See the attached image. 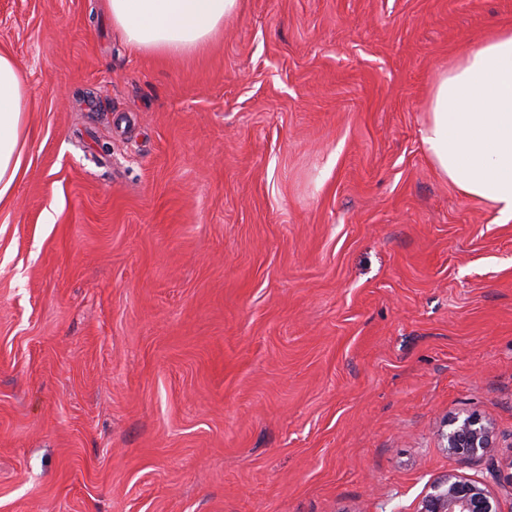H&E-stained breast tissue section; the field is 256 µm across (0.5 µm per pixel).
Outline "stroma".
Segmentation results:
<instances>
[{
	"instance_id": "obj_1",
	"label": "stroma",
	"mask_w": 512,
	"mask_h": 512,
	"mask_svg": "<svg viewBox=\"0 0 512 512\" xmlns=\"http://www.w3.org/2000/svg\"><path fill=\"white\" fill-rule=\"evenodd\" d=\"M512 0H242L205 49L0 0V512H415L512 455V222L421 142ZM29 91L12 56L0 53V202L20 175ZM441 437L448 454L464 460L478 455L494 458L499 448L493 426L477 414L450 416Z\"/></svg>"
}]
</instances>
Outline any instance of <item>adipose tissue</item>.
Returning a JSON list of instances; mask_svg holds the SVG:
<instances>
[{"label": "adipose tissue", "mask_w": 512, "mask_h": 512, "mask_svg": "<svg viewBox=\"0 0 512 512\" xmlns=\"http://www.w3.org/2000/svg\"><path fill=\"white\" fill-rule=\"evenodd\" d=\"M120 37L148 54L183 56L206 47L239 0H106ZM29 91L12 56L0 53V201L24 163ZM438 172L465 196L512 221V31L490 37L445 72L422 130Z\"/></svg>", "instance_id": "ef3b65f1"}]
</instances>
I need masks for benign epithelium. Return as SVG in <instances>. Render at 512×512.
<instances>
[{"label": "benign epithelium", "instance_id": "obj_1", "mask_svg": "<svg viewBox=\"0 0 512 512\" xmlns=\"http://www.w3.org/2000/svg\"><path fill=\"white\" fill-rule=\"evenodd\" d=\"M448 454L468 460L495 457L498 443L493 426L477 414L448 417L442 433ZM416 512H503L501 500L484 482L450 472L434 482Z\"/></svg>", "mask_w": 512, "mask_h": 512}]
</instances>
